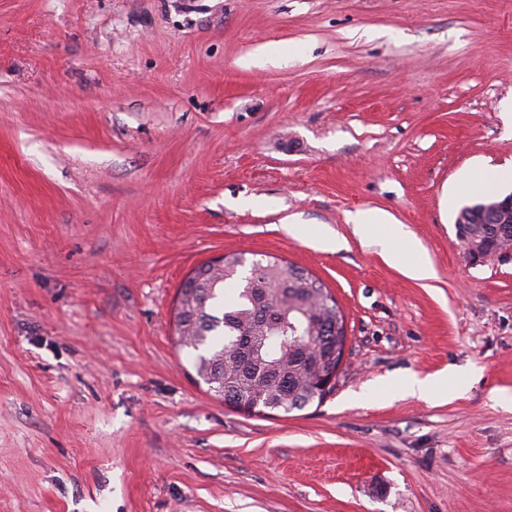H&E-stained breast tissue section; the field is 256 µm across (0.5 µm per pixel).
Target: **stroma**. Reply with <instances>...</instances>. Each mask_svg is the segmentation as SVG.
<instances>
[{
  "label": "stroma",
  "instance_id": "obj_1",
  "mask_svg": "<svg viewBox=\"0 0 512 512\" xmlns=\"http://www.w3.org/2000/svg\"><path fill=\"white\" fill-rule=\"evenodd\" d=\"M510 97L512 0H0V512H512V264L455 227ZM232 253L336 299L322 403L241 412L177 345ZM356 225L361 236L379 244L386 261L400 269L406 276L414 280L433 277L431 264L423 256L417 242L404 231L402 224H389L385 213L370 211L362 214ZM393 241L400 242V247H394ZM459 240L464 245L466 257L471 265H485L488 262H498L502 264L512 262L511 245L499 249L494 254H484L482 250L470 240L469 235L465 233L462 226H460Z\"/></svg>",
  "mask_w": 512,
  "mask_h": 512
}]
</instances>
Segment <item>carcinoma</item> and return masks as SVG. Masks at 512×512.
Here are the masks:
<instances>
[{"label":"carcinoma","mask_w":512,"mask_h":512,"mask_svg":"<svg viewBox=\"0 0 512 512\" xmlns=\"http://www.w3.org/2000/svg\"><path fill=\"white\" fill-rule=\"evenodd\" d=\"M467 231L491 249L512 242L496 224H469ZM243 258L226 256L223 265L207 267L181 285L175 316L177 343L195 352L193 366L209 389L231 393L241 404L272 401L283 412L301 410L312 394L321 401L314 373L330 355L327 326H337L344 344L345 321L337 304L327 305V289L302 268L270 256L254 262L224 303V288L238 275Z\"/></svg>","instance_id":"1"}]
</instances>
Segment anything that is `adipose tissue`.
<instances>
[{
  "mask_svg": "<svg viewBox=\"0 0 512 512\" xmlns=\"http://www.w3.org/2000/svg\"><path fill=\"white\" fill-rule=\"evenodd\" d=\"M356 225L361 236L379 244L386 261L400 269L406 276L415 280L433 277V268L423 256L417 242L410 238L402 225L389 223L385 213H364Z\"/></svg>",
  "mask_w": 512,
  "mask_h": 512,
  "instance_id": "ef3b65f1",
  "label": "adipose tissue"
}]
</instances>
